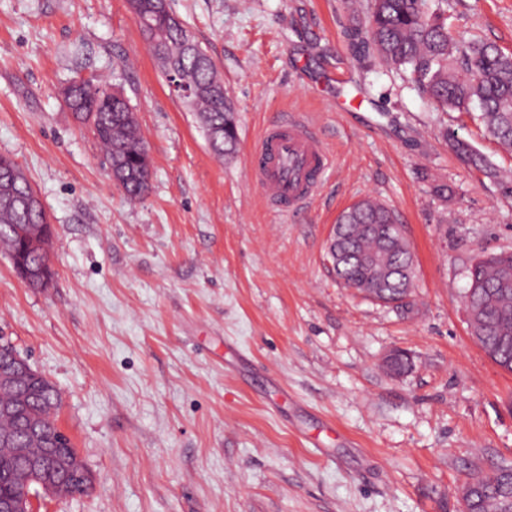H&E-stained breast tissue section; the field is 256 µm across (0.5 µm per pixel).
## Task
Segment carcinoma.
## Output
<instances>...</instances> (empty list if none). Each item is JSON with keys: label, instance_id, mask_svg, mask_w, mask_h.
<instances>
[{"label": "carcinoma", "instance_id": "cac0c4a2", "mask_svg": "<svg viewBox=\"0 0 512 512\" xmlns=\"http://www.w3.org/2000/svg\"><path fill=\"white\" fill-rule=\"evenodd\" d=\"M141 9L162 32L165 48L175 57L174 70L182 81L198 89L190 110L196 113L203 131L213 130L215 153L229 155L236 150L237 131L234 108L226 96H216L207 88L218 81L212 63L201 64L191 55H176V45L185 29L169 26L166 18L153 14L152 0H142ZM366 44L374 59L396 71H408L436 107L443 111L470 112L479 108L485 131L499 144L512 149V54L475 39L455 35L448 25V0H372L365 26ZM107 86L91 81L70 85L72 112L90 123L107 162L121 166L128 173L122 191L131 201L142 198L149 189L151 163L147 144L128 99L119 91L109 96ZM461 159L484 168L496 177L486 161L471 146L450 135ZM19 175L21 186L10 197L0 190V248L9 256L23 241L40 232L47 216L22 170L0 157V176ZM397 222L386 205L365 199L338 218V231L347 239L350 257L334 267L343 283L376 288L378 283L370 268L359 257L395 247L390 225ZM412 256L394 254V262L407 268L384 285L385 294L397 301L409 295L408 281L416 276L410 268ZM469 288L465 302L469 310H479L488 343L496 348L494 362L512 372V254L480 255L468 269ZM21 403L19 413L0 414V497L16 486L15 474L23 467L17 449L31 454L50 451L51 438L58 432L49 413L59 408L61 396L50 382H29L21 387L0 388V404ZM30 415L46 417L45 437L31 440L23 432ZM470 481L479 489L476 512H512V466H503L490 474H476Z\"/></svg>", "mask_w": 512, "mask_h": 512}]
</instances>
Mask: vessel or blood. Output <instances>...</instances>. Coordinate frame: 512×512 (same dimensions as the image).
Segmentation results:
<instances>
[{
  "label": "vessel or blood",
  "mask_w": 512,
  "mask_h": 512,
  "mask_svg": "<svg viewBox=\"0 0 512 512\" xmlns=\"http://www.w3.org/2000/svg\"><path fill=\"white\" fill-rule=\"evenodd\" d=\"M329 166L320 135L296 112L267 126L249 156L254 185L287 217L301 213L317 196Z\"/></svg>",
  "instance_id": "vessel-or-blood-1"
}]
</instances>
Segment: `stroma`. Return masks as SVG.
Masks as SVG:
<instances>
[{
	"instance_id": "35a3bbf8",
	"label": "stroma",
	"mask_w": 512,
	"mask_h": 512,
	"mask_svg": "<svg viewBox=\"0 0 512 512\" xmlns=\"http://www.w3.org/2000/svg\"><path fill=\"white\" fill-rule=\"evenodd\" d=\"M368 0H173L212 58L238 146L216 157L172 95L128 0H0V156L41 200L53 279L0 252V335L62 397L88 491L37 512H463L474 473L512 465V374L473 340L462 296L480 254L512 252V195L477 113L441 112L363 54ZM453 30L512 53V0H448ZM106 80L152 160L127 201L63 99ZM304 114L334 157L294 218L248 176L263 127ZM448 187L440 200L433 187ZM414 256L410 309L336 277L328 240L364 198ZM411 366L395 377L385 357Z\"/></svg>"
}]
</instances>
